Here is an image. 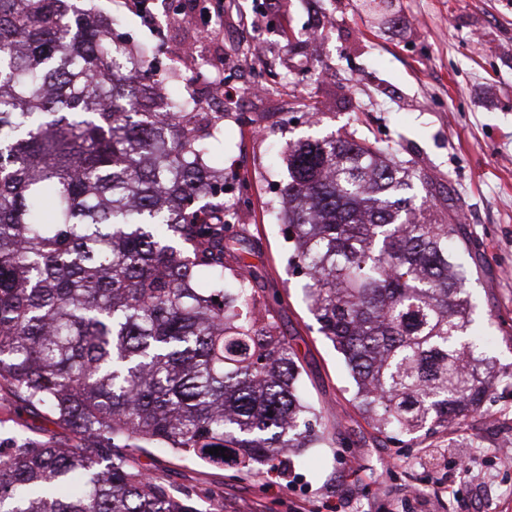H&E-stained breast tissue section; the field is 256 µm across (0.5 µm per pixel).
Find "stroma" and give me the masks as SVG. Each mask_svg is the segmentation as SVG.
Instances as JSON below:
<instances>
[{"label": "stroma", "mask_w": 512, "mask_h": 512, "mask_svg": "<svg viewBox=\"0 0 512 512\" xmlns=\"http://www.w3.org/2000/svg\"><path fill=\"white\" fill-rule=\"evenodd\" d=\"M178 10L232 14L157 30L120 0H81L115 17L118 32L147 48L160 70L194 39L231 79L265 85L224 116L209 159L224 171V199L258 249L257 287L276 296L280 323L305 369L308 400L326 410L329 440L291 458L287 477L235 456L223 464L137 455L157 481L199 498L205 512H512V0H175ZM314 31L306 41L302 32ZM394 146L433 183L439 223L460 220L473 246L460 258L477 325L497 379L461 425L394 439L376 434L353 405L343 357L318 331L289 268L277 213L288 162L280 149L349 132Z\"/></svg>", "instance_id": "obj_1"}]
</instances>
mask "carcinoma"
I'll use <instances>...</instances> for the list:
<instances>
[{
  "mask_svg": "<svg viewBox=\"0 0 512 512\" xmlns=\"http://www.w3.org/2000/svg\"><path fill=\"white\" fill-rule=\"evenodd\" d=\"M112 19L0 0V391L73 443L12 437L0 512H203L143 472L167 448L274 465L324 439L302 367L208 164L222 112H178L108 64ZM288 264L379 433L475 414L496 379L472 330L459 224L427 176L351 133L288 144Z\"/></svg>",
  "mask_w": 512,
  "mask_h": 512,
  "instance_id": "1",
  "label": "carcinoma"
}]
</instances>
